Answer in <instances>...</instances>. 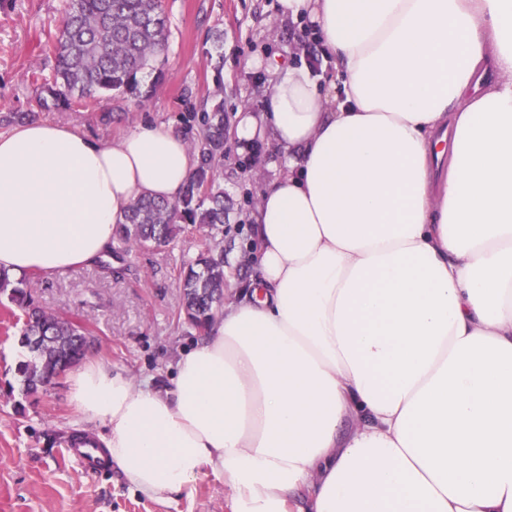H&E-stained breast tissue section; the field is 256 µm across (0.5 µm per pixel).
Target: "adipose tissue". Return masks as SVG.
<instances>
[{
	"mask_svg": "<svg viewBox=\"0 0 512 512\" xmlns=\"http://www.w3.org/2000/svg\"><path fill=\"white\" fill-rule=\"evenodd\" d=\"M334 69L269 64L235 137L279 173L252 273L168 385L85 363L68 400L140 493L222 479L230 512H512V0H279ZM188 138L0 134V268L59 273L139 196L176 200Z\"/></svg>",
	"mask_w": 512,
	"mask_h": 512,
	"instance_id": "adipose-tissue-1",
	"label": "adipose tissue"
}]
</instances>
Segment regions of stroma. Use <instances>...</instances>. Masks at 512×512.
Listing matches in <instances>:
<instances>
[{"instance_id": "stroma-1", "label": "stroma", "mask_w": 512, "mask_h": 512, "mask_svg": "<svg viewBox=\"0 0 512 512\" xmlns=\"http://www.w3.org/2000/svg\"><path fill=\"white\" fill-rule=\"evenodd\" d=\"M168 48L144 83L153 96L129 100L110 124L97 113L113 108L102 99L81 112H49L46 120L73 122L91 136L114 140L144 121L177 123L180 113L206 100H223L227 118L264 110L271 76L248 61L306 51L296 25L283 18L278 0H163ZM65 0H0V109L24 112L38 80L54 72L50 39ZM224 193L233 202L224 226V251L235 256L238 278L252 268L251 226L245 199L257 196L277 171L261 144L242 149L235 136L224 145ZM250 163L244 177L239 163ZM209 230L185 226L167 245L150 249L113 244L107 256L61 275L35 276V297L49 312L83 323L92 335L88 359L127 373L134 381L165 384L180 351L196 333L179 316L177 281L184 264L213 244ZM23 351L10 311L0 305V512H229L223 480L199 478L191 496L171 503L136 492L114 469H83L67 452L73 437L97 438L101 428L82 421L68 400L65 379L24 396L15 364Z\"/></svg>"}]
</instances>
